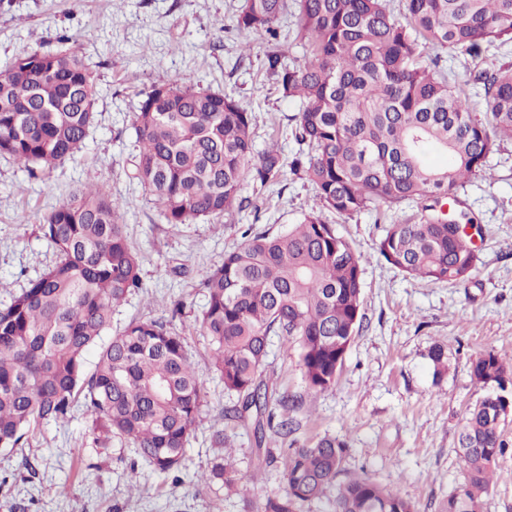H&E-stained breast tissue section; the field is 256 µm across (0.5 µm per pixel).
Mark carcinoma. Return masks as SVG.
<instances>
[{
    "mask_svg": "<svg viewBox=\"0 0 512 512\" xmlns=\"http://www.w3.org/2000/svg\"><path fill=\"white\" fill-rule=\"evenodd\" d=\"M399 2V21L393 2ZM305 61L290 65L280 20L288 0H242L236 28L275 42L265 54L267 76L301 111L291 118L298 149L257 150L254 114L235 98L187 82L154 84L143 93L133 127L139 151L134 179L155 198L169 224H188L244 208L245 182L265 188L284 167L308 179L320 207L351 216L375 203L426 200L429 214L392 224L379 254L398 271L431 283L454 284L476 268L472 237L448 232L443 201L465 180L486 177L487 157L512 140V68L479 80L488 120L472 116L463 84L424 66V50L472 52L512 39V0H296ZM97 85L84 57L62 47L19 55L0 73V155L28 175L53 169L79 152L96 120ZM437 152L446 164L433 167ZM129 202L92 186L44 217L43 238L60 260L0 309V448H16L36 425L69 418L83 399L92 430L117 435L152 469L181 471L185 445L201 414L200 367L184 336L158 320L132 321L102 342L112 310L141 288L140 257L129 245ZM363 257L314 211L288 231L254 234L224 254L207 274L206 302L195 327L212 349L207 368L238 397L226 417L247 422L261 462L266 431L293 432L285 396L263 375L273 336L298 355L308 388L336 383L361 326ZM98 348L94 368L86 355ZM434 375L448 371V351H429ZM471 374L497 390L469 410L457 454L466 482L437 512H482L491 475L504 454L501 425L512 412L509 378L492 351ZM282 408L281 420L276 407ZM207 473L236 490L232 445ZM349 443L323 436L284 450L286 488L265 512H299L325 498L331 512H416L415 505L368 475L349 474Z\"/></svg>",
    "mask_w": 512,
    "mask_h": 512,
    "instance_id": "1",
    "label": "carcinoma"
}]
</instances>
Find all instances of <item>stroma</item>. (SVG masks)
I'll use <instances>...</instances> for the list:
<instances>
[{
	"instance_id": "1",
	"label": "stroma",
	"mask_w": 512,
	"mask_h": 512,
	"mask_svg": "<svg viewBox=\"0 0 512 512\" xmlns=\"http://www.w3.org/2000/svg\"><path fill=\"white\" fill-rule=\"evenodd\" d=\"M239 4L0 0V71L20 54L54 51L65 42L85 57L98 85L96 121L81 153L36 178L0 156V309L58 259L39 230L44 215L87 183L103 186L112 197L129 201L127 237L142 257V286L113 309L112 328L122 330L133 320H171L183 332L191 360L202 366L203 401L176 476L138 461L120 439L100 448L82 409L66 421L40 424L18 447L0 449V512H263L266 500L284 490L282 466L257 469L252 431L225 419L234 398L206 370L212 352L194 320L206 301L207 273L243 243L245 231L281 232L315 209L364 258L363 326L335 386L321 393L307 388L288 342L273 340L265 372L278 393L302 405L295 431L285 440L268 435V447L297 448L325 435L346 438L349 469L398 490L418 512H436L439 501L466 479L455 453L458 437L468 409L488 392L472 379L471 363L491 350L512 365V141L490 154V178L471 179L449 206L457 222L481 227L473 240L476 270L455 284L407 277L378 253L390 225L421 215L420 201L380 203L342 216L320 209L314 185L288 170L261 190L245 183L249 206L242 212L165 223L153 197L133 178L138 147L132 118L151 85L185 79L230 95L254 113L257 149L273 143L287 155L297 149L284 132L300 103L283 97L267 77L263 60L270 43L235 30ZM245 42L251 50L244 56ZM441 57L445 71L464 82L475 117L485 119L478 75L512 66V41L472 54L448 49ZM177 299L184 309L175 317ZM438 343L447 345L450 358L439 381L428 359ZM219 431L235 441L247 494L198 480L216 453ZM502 436L507 449L497 461L483 512H512V415Z\"/></svg>"
}]
</instances>
